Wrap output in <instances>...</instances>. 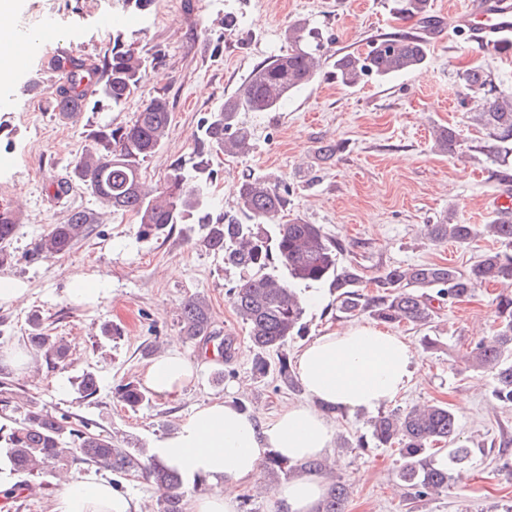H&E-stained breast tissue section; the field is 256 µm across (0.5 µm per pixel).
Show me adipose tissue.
I'll return each instance as SVG.
<instances>
[{
	"label": "adipose tissue",
	"instance_id": "obj_1",
	"mask_svg": "<svg viewBox=\"0 0 512 512\" xmlns=\"http://www.w3.org/2000/svg\"><path fill=\"white\" fill-rule=\"evenodd\" d=\"M417 352L403 338L372 325H356L314 338L297 360L307 397L268 421H260L228 399L197 408L154 447L155 457L188 479L202 478L210 491L188 497L186 512H235L240 488L255 476L268 454L292 461L319 457L334 445L328 413L378 411L408 387ZM199 367L170 350L146 369L143 381L160 399L175 398L197 378ZM326 492L324 480L301 473L268 493L285 512H315ZM52 512H139L136 500L111 480L90 473L64 477Z\"/></svg>",
	"mask_w": 512,
	"mask_h": 512
}]
</instances>
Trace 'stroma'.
Wrapping results in <instances>:
<instances>
[{"mask_svg": "<svg viewBox=\"0 0 512 512\" xmlns=\"http://www.w3.org/2000/svg\"><path fill=\"white\" fill-rule=\"evenodd\" d=\"M463 0H430L437 32H425L428 57L414 73L389 79L368 78L354 88L333 80L336 59L363 51L370 36L415 30V18L400 13L399 0H151L144 10L124 11L121 0H21L17 23L38 15L55 16L59 45L30 40L28 61L11 86L40 80L33 95L10 100L0 108V205L21 212L13 241V263L0 274L27 288L26 305H0V351L26 346L29 320L39 316L51 335L68 346L65 361L37 356L29 373L0 371L23 386L29 399L57 415L88 423L92 432L117 436L126 448H148L169 434L195 408L211 399H230L241 408L270 418L304 401L275 373L254 371L255 352L245 325L236 317L226 292L235 273L225 271L222 257L200 244L198 224H178L166 236L144 238L132 214H100L96 199L73 185L61 199L48 192L64 177L89 144L88 134L100 123L123 124L152 97L166 95L172 105L163 147L145 164L149 181L162 183L169 166L189 161L200 119L234 94L261 63L285 53L289 24L311 29L325 61L322 75L289 97L276 112L244 116L254 133V150L243 157L215 156L211 185L216 211L235 210L236 186L248 173L262 174L288 192L281 221L301 218L322 225L345 248L343 261L356 262L366 278L402 264H451L465 269L494 245L453 242L421 243V225L442 220L452 224H486L495 218L494 197L512 185V152H501L470 120L457 74L471 66L490 72L498 91L512 96V53L475 47L452 23L451 12ZM128 13L129 41L149 60L145 81L123 109L83 112L60 118L49 105L55 95L47 60L56 48L71 57L95 60L108 52L111 32L103 23ZM437 126L455 130L454 152L439 151L431 137ZM336 145L335 155L321 159L318 149ZM97 213L93 232L58 258H32L36 240L50 225L63 223L70 210ZM109 278L100 303L77 306L65 295L69 281ZM502 288H478L466 301L442 308L430 331L400 325L418 352V370L410 389L391 402L405 409L425 402L448 403L459 422L460 439L475 453L462 483L440 495L417 501L396 476L400 465L391 448H359L367 433V413L334 418L336 446L345 452L335 471L350 487L345 512H501L512 504V408L497 405L488 373L463 371L458 356L469 344L491 335L496 327V297ZM307 298L304 337L286 347L296 360L307 340L325 332L370 323L337 317L328 285L301 290ZM193 296L205 298L216 330L232 338L231 358L203 359L205 346L187 340L180 309ZM441 345L425 349L424 336ZM177 349L203 361L197 380L174 400L151 398L137 408L118 396L122 385L141 384L152 348ZM93 373L95 396L83 397L78 382ZM80 478L93 465L74 459L65 467L49 464L24 477V493L0 500V512H50L59 492L58 470ZM279 476L258 470L237 499L236 512H283L267 490Z\"/></svg>", "mask_w": 512, "mask_h": 512, "instance_id": "obj_1", "label": "stroma"}]
</instances>
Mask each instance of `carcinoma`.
<instances>
[{
    "label": "carcinoma",
    "mask_w": 512,
    "mask_h": 512,
    "mask_svg": "<svg viewBox=\"0 0 512 512\" xmlns=\"http://www.w3.org/2000/svg\"><path fill=\"white\" fill-rule=\"evenodd\" d=\"M405 11L421 24L431 21L429 0H406ZM303 27L294 25L285 33L288 51L275 56L251 72L224 104L200 121V135L191 168L178 162L170 166L163 183L147 185L143 164L164 144L170 123L166 96L149 100L125 125H97L90 134L91 145L58 180L57 192L83 184L99 204L112 213H131L144 236L159 235L173 225L195 218L204 227L203 245L224 258V269L239 272L228 298L236 316L248 327L249 339L257 350L255 367L264 374V354L278 356L277 377L288 387L298 380L288 367L284 348L306 329L305 302L297 284L327 283L336 292V311L344 318L369 314L388 325L408 323L428 328L438 310L471 297L486 284L512 287V216H501L487 224H425L421 238L436 245L446 241L470 244L480 238L500 243L469 269L437 263L397 265L374 278L376 292H363V276L353 263L340 259L343 246L332 240L320 224L296 218L283 224L278 215L288 199L265 176L250 175L237 191L236 213L213 215L208 193L213 176L212 157L218 153L245 155L253 149L252 134L239 121L242 112H277L288 98L312 84L322 71L321 55L301 47ZM427 43L420 32L376 36L364 53H348L336 60V79L346 87L357 86L365 77L386 79L420 69L427 60ZM148 60L128 43L123 30H112L110 53L90 68L74 63L66 71L65 84L52 101V111L63 117L77 112H111L121 109L147 76ZM464 97L472 104V120L489 138L512 142V98H493L492 80L479 67L459 73ZM437 146L447 152L456 146V132L439 129ZM0 211V266L10 264V245L18 223ZM93 231L92 213L71 210L62 224L36 242L32 255L52 259L68 253L75 243ZM497 326L492 336L470 348L465 369L491 372L493 397L499 405L512 407V292L499 295ZM181 324L190 341L217 335L210 307L202 297L187 299ZM31 349L48 358H65L66 348L43 328L37 317L30 321L26 336ZM119 398L134 408L145 400L132 384L121 388ZM370 440L359 437L357 447H397L402 464L398 479L413 490L414 498L428 499L447 490L456 475L469 464L473 449L460 443L458 423L448 404L430 403L405 410L380 412L371 418ZM450 446L437 457L432 447ZM0 446L13 474L23 477L44 464L78 457L124 477L142 473L160 491L153 512H184L182 475L139 448H121L114 439L95 434L85 422L75 423L56 416L32 402L24 417L14 424L0 425ZM263 467L272 473L293 476L299 471L323 473L332 469L326 459L290 463L271 455ZM349 487L332 479L316 512H344Z\"/></svg>",
    "instance_id": "carcinoma-1"
}]
</instances>
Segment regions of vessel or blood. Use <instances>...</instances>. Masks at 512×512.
<instances>
[{
	"label": "vessel or blood",
	"mask_w": 512,
	"mask_h": 512,
	"mask_svg": "<svg viewBox=\"0 0 512 512\" xmlns=\"http://www.w3.org/2000/svg\"><path fill=\"white\" fill-rule=\"evenodd\" d=\"M454 26L485 48L512 44V0H466L454 15Z\"/></svg>",
	"instance_id": "vessel-or-blood-1"
}]
</instances>
